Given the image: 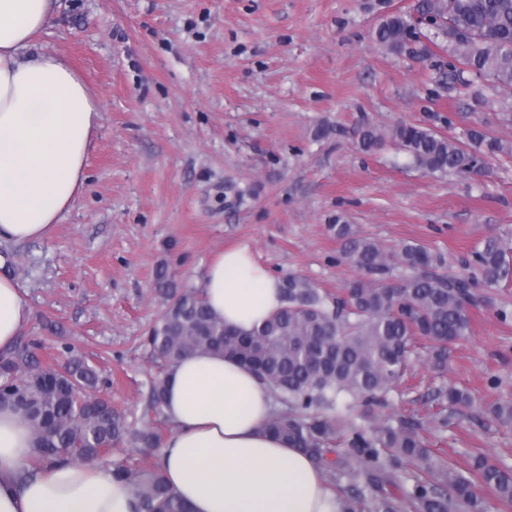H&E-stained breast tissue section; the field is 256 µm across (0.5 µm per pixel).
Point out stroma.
<instances>
[{
	"label": "stroma",
	"mask_w": 512,
	"mask_h": 512,
	"mask_svg": "<svg viewBox=\"0 0 512 512\" xmlns=\"http://www.w3.org/2000/svg\"><path fill=\"white\" fill-rule=\"evenodd\" d=\"M372 2L58 0L36 48L78 69L102 109L83 193L48 239L7 246V272L31 308L22 339L43 341L46 361L73 346L133 427L172 430L149 406L143 341L163 306L158 270L200 288L215 254L246 245L272 274L336 295L362 276L329 229L339 218L390 252L439 251L451 274L489 236L512 239V124L436 86L429 62L381 49ZM401 121L460 140L479 126L507 151L485 176L441 179L393 141L359 147V125ZM478 294L447 370L420 355L382 411L421 418L441 383L467 389L471 404L434 431L461 471L475 454L512 468V427L493 413L512 402V281Z\"/></svg>",
	"instance_id": "1"
}]
</instances>
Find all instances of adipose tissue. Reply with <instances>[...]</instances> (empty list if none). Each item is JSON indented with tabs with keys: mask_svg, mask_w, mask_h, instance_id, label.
<instances>
[{
	"mask_svg": "<svg viewBox=\"0 0 512 512\" xmlns=\"http://www.w3.org/2000/svg\"><path fill=\"white\" fill-rule=\"evenodd\" d=\"M57 0H0V242L43 240L71 210L88 176L101 105L54 54H29ZM205 298L226 327L246 333L281 305V281L249 247L220 251L204 273ZM31 309L0 275V349ZM269 390L236 359L194 352L168 372L162 411L173 429L161 466L189 512H343L311 458L272 435ZM25 418L0 406V512H137L135 487L111 468L57 465L34 477Z\"/></svg>",
	"mask_w": 512,
	"mask_h": 512,
	"instance_id": "obj_1",
	"label": "adipose tissue"
}]
</instances>
